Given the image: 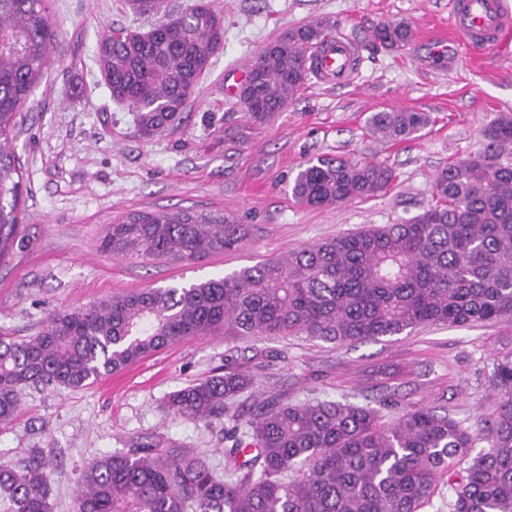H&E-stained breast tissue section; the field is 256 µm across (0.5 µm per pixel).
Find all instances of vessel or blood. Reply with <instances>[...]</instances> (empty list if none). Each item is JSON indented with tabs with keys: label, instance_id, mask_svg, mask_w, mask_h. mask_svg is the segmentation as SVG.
<instances>
[{
	"label": "vessel or blood",
	"instance_id": "1",
	"mask_svg": "<svg viewBox=\"0 0 512 512\" xmlns=\"http://www.w3.org/2000/svg\"><path fill=\"white\" fill-rule=\"evenodd\" d=\"M448 26L450 43L461 52L499 50L512 38V7L506 0H453ZM308 66L319 84H348L358 74L353 46L337 35L324 42Z\"/></svg>",
	"mask_w": 512,
	"mask_h": 512
}]
</instances>
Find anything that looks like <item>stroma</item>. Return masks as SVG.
I'll return each instance as SVG.
<instances>
[{"label": "stroma", "instance_id": "stroma-1", "mask_svg": "<svg viewBox=\"0 0 512 512\" xmlns=\"http://www.w3.org/2000/svg\"><path fill=\"white\" fill-rule=\"evenodd\" d=\"M451 0H215L224 14V50L200 80L180 123L151 139L137 135L95 64L112 27L149 30L152 18L126 0H49L58 38L14 132L24 174L25 239L0 262V334L26 339L50 313L116 293L206 280L370 224H398L433 202L448 162L482 154L485 132L512 115V50L450 62L431 54L424 34L448 23ZM327 20L358 47L348 85L308 81L283 112L250 123L229 78L282 32ZM405 21L415 40L394 53L374 47L372 30ZM432 56L431 67L418 63ZM390 109L429 113L416 138L387 141L367 124ZM320 156L382 163L394 179L383 192L338 206L298 203L290 184ZM226 213L247 236L235 250L194 262L116 259L104 252L107 224L139 211ZM512 351V321L431 325L342 347L304 336L224 340L196 336L84 389L30 387L20 416L0 428V463L33 454L51 464L53 512H72L87 464L161 437L224 465V425L168 411V395L223 370L226 359L252 372L255 386L235 406L268 398L371 404L385 419L411 407L448 411L487 431L501 397L495 360Z\"/></svg>", "mask_w": 512, "mask_h": 512}]
</instances>
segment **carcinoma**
I'll use <instances>...</instances> for the list:
<instances>
[{
	"mask_svg": "<svg viewBox=\"0 0 512 512\" xmlns=\"http://www.w3.org/2000/svg\"><path fill=\"white\" fill-rule=\"evenodd\" d=\"M139 15H161L149 30L113 29L99 41L97 65L112 98L134 113L141 136L178 124L188 99L224 49V15L214 0L166 12L164 0H127ZM333 25L284 31L249 61L238 99L262 123L306 84L305 56ZM372 37L404 49L412 30L384 23ZM56 41L47 0H0V261L23 243V174L11 140L17 116L44 79ZM425 112H374L383 140L414 138ZM485 151L448 164L434 181L435 202L401 224L370 225L268 258L222 277L143 288L55 311L45 330L0 338V425L32 386L80 389L148 354L193 336L226 340L308 336L343 346L429 325L512 319V116H497ZM380 163L318 157L296 175L291 194L311 207L343 204L387 189ZM246 228L221 214L158 210L129 214L101 241L115 257L201 260L239 247ZM501 395L488 447L465 471L477 435L450 414L415 408L385 422L368 405L273 398L236 415L224 429V472L193 448L157 438L103 455L84 470L73 512H422L448 477L450 512H512V352L497 358ZM253 385L232 361L224 371L168 397L174 414L221 420ZM51 470L40 458L0 463V495L14 512H52Z\"/></svg>",
	"mask_w": 512,
	"mask_h": 512,
	"instance_id": "1",
	"label": "carcinoma"
}]
</instances>
